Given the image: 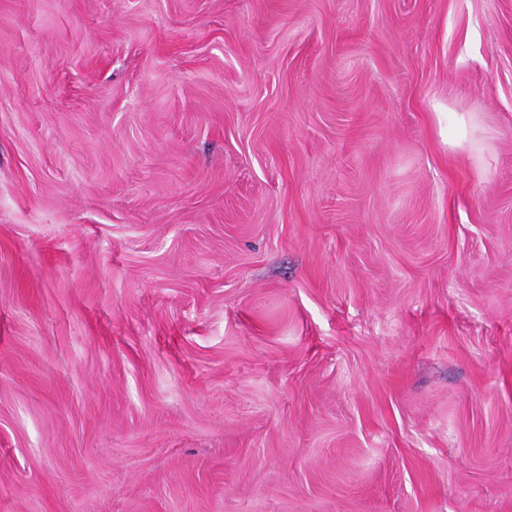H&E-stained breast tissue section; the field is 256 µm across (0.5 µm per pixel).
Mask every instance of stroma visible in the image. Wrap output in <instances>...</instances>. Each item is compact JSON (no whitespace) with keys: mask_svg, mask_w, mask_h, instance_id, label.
<instances>
[{"mask_svg":"<svg viewBox=\"0 0 512 512\" xmlns=\"http://www.w3.org/2000/svg\"><path fill=\"white\" fill-rule=\"evenodd\" d=\"M0 512H512V0H0Z\"/></svg>","mask_w":512,"mask_h":512,"instance_id":"35a3bbf8","label":"stroma"}]
</instances>
